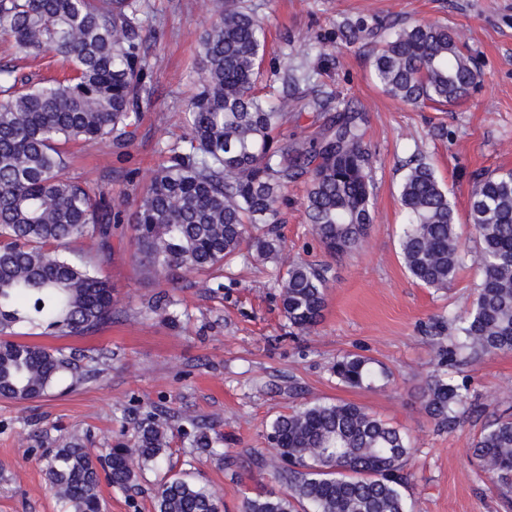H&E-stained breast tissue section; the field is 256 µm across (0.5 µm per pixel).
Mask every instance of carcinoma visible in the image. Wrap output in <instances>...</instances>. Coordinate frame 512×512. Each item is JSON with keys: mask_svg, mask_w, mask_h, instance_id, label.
<instances>
[{"mask_svg": "<svg viewBox=\"0 0 512 512\" xmlns=\"http://www.w3.org/2000/svg\"><path fill=\"white\" fill-rule=\"evenodd\" d=\"M147 0H0V33L18 53L49 52L69 62L64 81L35 85L13 67H0V397L44 396L64 375L85 373L61 350L6 337L13 325H43L60 336H87L112 324V284L94 261L65 255L87 242L98 257L112 225L131 224L130 245L148 273L213 271L232 258L275 262L282 192L307 181L305 212L331 255L357 249L373 222L372 154L364 143L362 112L336 103L323 132L272 133L297 120L299 104L283 91L275 100L257 92L266 33L248 0H224L204 33L197 93L184 113L188 137L172 149L127 213L104 191L91 194L68 176L65 146L74 141L131 143L141 111L152 99L154 68L143 47ZM382 89L410 105L440 109L469 97L479 72L468 46L446 24L415 22L393 30L372 53ZM407 213L399 241L409 275L427 288H448L469 260L448 191L434 168L409 161L400 185ZM468 221L480 243L482 274L467 315L454 319L457 348L469 359L512 351V170L475 177ZM328 269L292 263L277 281L282 310L301 334L326 307ZM333 372L362 388L376 377L361 356L346 353ZM470 397L465 387L436 376L423 404L454 430ZM268 441L281 446V495L257 494L243 512H408L402 488L410 440L400 428L352 402H310L277 417ZM167 426L152 415L134 442L94 456L66 443L42 459L50 489L64 512H102L101 461L110 485H135L138 469L158 465ZM472 455L512 495V417L500 415L474 440ZM155 512H221L220 498L185 479L160 485Z\"/></svg>", "mask_w": 512, "mask_h": 512, "instance_id": "cac0c4a2", "label": "carcinoma"}]
</instances>
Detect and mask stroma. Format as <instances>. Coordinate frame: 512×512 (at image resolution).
<instances>
[{
	"instance_id": "obj_1",
	"label": "stroma",
	"mask_w": 512,
	"mask_h": 512,
	"mask_svg": "<svg viewBox=\"0 0 512 512\" xmlns=\"http://www.w3.org/2000/svg\"><path fill=\"white\" fill-rule=\"evenodd\" d=\"M251 2L268 34L261 87L279 94L283 75L306 66L325 89L364 110L374 222L356 250L331 258L306 220L299 182L280 208L282 262L235 260L220 278L184 271L175 283L144 273L129 235L114 236L102 265L112 283L111 326L83 337L52 336L27 322L13 328V341L83 354L97 373L77 385L63 377L40 399L0 398V512H60L41 467L45 451L76 441L95 453L130 441L149 413L168 427L166 464L139 473L128 491L102 484L106 512H154L158 485L173 476L216 490L222 512H241L247 496L283 492L275 477L282 462L266 435L278 416L311 401L353 402L408 432L413 449L404 493L412 512H512L470 452L487 420L512 414V352L466 365L446 357L455 336L449 320L470 306L481 272L469 263L452 288H426L406 272L399 250L402 165L417 152L447 187L466 248L479 249L467 221L473 178L512 169V0ZM220 5L149 0L153 103L124 149L70 144L72 176L134 209L169 147L187 134L183 114L199 79L200 38ZM415 22L446 24L467 44L480 80L470 98L435 111L404 104L376 82L370 55L378 38L389 24ZM351 24L362 29L352 42ZM0 64L35 82L63 73L52 55L20 58L13 40L1 35ZM300 261L329 268L323 318L306 335L289 326L275 284ZM349 352L370 359L380 379L363 388L343 385L333 366ZM435 375L466 386L481 407L451 432L421 405ZM202 433L210 447L196 446ZM250 450L265 459L263 472L230 465Z\"/></svg>"
}]
</instances>
